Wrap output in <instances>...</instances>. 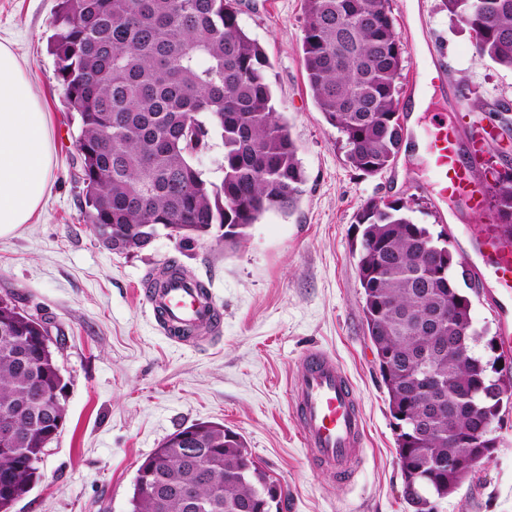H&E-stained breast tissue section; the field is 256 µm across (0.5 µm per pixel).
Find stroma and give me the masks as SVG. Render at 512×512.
Masks as SVG:
<instances>
[{
	"label": "stroma",
	"instance_id": "35a3bbf8",
	"mask_svg": "<svg viewBox=\"0 0 512 512\" xmlns=\"http://www.w3.org/2000/svg\"><path fill=\"white\" fill-rule=\"evenodd\" d=\"M57 0H0V44L8 46L49 114L54 154L40 216L0 238V295L24 296L32 313L63 334L57 364L66 383V421L46 449L40 479L14 512H128L141 463L177 428L212 421L241 434L254 458L283 486L281 512H410L396 459L387 392L362 312L357 252L367 201L407 204L417 223L443 235L454 273L470 240L493 231L491 210L470 212L427 187L419 156L399 153L367 175L307 88L300 52L304 0H240L238 19L266 49L274 97L305 172L293 208L266 212L228 247L211 238L179 250L158 236L146 248H105L84 220L69 165L77 129L48 49ZM403 48V76L441 54L447 96H433L461 139L476 126L497 140L481 175L512 172V70L478 59L468 30L442 0H390ZM476 91L482 110L457 102ZM455 215L442 220L441 212ZM180 257L224 314L219 334L175 345L156 326L141 293L143 276ZM312 348L333 354L348 374L365 425L363 458L351 481L313 467L295 421L290 389ZM497 448L448 496L439 512H512V396L493 425Z\"/></svg>",
	"mask_w": 512,
	"mask_h": 512
}]
</instances>
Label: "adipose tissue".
Segmentation results:
<instances>
[{
  "instance_id": "ef3b65f1",
  "label": "adipose tissue",
  "mask_w": 512,
  "mask_h": 512,
  "mask_svg": "<svg viewBox=\"0 0 512 512\" xmlns=\"http://www.w3.org/2000/svg\"><path fill=\"white\" fill-rule=\"evenodd\" d=\"M53 152L48 114L16 56L0 44V237L39 217Z\"/></svg>"
}]
</instances>
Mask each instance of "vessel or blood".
<instances>
[{
  "mask_svg": "<svg viewBox=\"0 0 512 512\" xmlns=\"http://www.w3.org/2000/svg\"><path fill=\"white\" fill-rule=\"evenodd\" d=\"M424 150L432 189L458 199L468 209L483 210L485 189L474 171L479 145L463 152L454 128L441 121L435 123ZM467 258L484 272L486 294L499 309L501 347L511 354L512 244L490 233L473 243ZM143 299L165 331L190 326L195 336L202 337L219 328L221 314L214 300L202 299L194 280L175 281L164 288L144 284ZM291 400L310 462L350 479L361 453L364 423L354 387L334 357L319 349L308 350L291 388Z\"/></svg>",
  "mask_w": 512,
  "mask_h": 512,
  "instance_id": "obj_1",
  "label": "vessel or blood"
}]
</instances>
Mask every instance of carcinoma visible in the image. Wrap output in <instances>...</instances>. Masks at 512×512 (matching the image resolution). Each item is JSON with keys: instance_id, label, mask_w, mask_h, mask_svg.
Segmentation results:
<instances>
[{"instance_id": "carcinoma-1", "label": "carcinoma", "mask_w": 512, "mask_h": 512, "mask_svg": "<svg viewBox=\"0 0 512 512\" xmlns=\"http://www.w3.org/2000/svg\"><path fill=\"white\" fill-rule=\"evenodd\" d=\"M473 35L475 54L512 69V0H443ZM300 44L306 80L325 120L345 137L348 162L374 175L402 141L398 79L404 57L389 0H304ZM50 52L76 122L84 218L116 253L141 250L161 234L179 249L214 235L233 245L265 212L292 207L305 176L268 79L263 46L239 24L235 0H58ZM224 146V174L212 181L192 161L212 135ZM498 234L512 243V173L491 190ZM357 270L362 311L395 420L403 494L414 512H438L455 491L450 461L483 439L468 429L499 407L461 417L430 413L420 378L430 370L444 397L482 399L487 370L453 351L471 324V300L451 273L447 240L414 222L400 203L368 202ZM228 224L235 231L217 234ZM0 297V408L20 411L15 442L0 467L16 470L19 496L39 479L51 442L44 422L66 419V384L55 361L29 371L42 319ZM453 308L432 331L425 311ZM38 393L51 411L27 412ZM426 418L420 427V418ZM194 489L203 512H280L284 491L242 436L198 422L164 438L139 467L128 512H186Z\"/></svg>"}]
</instances>
